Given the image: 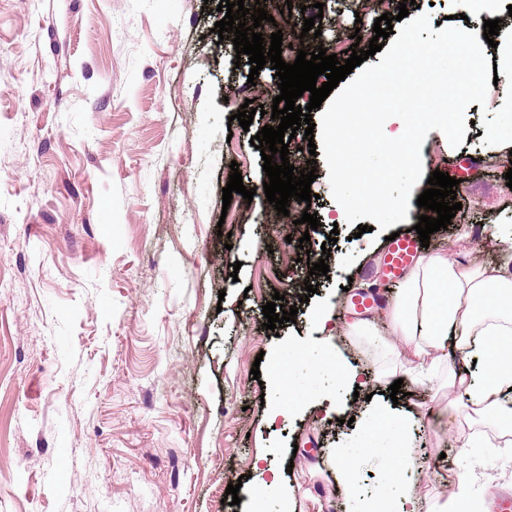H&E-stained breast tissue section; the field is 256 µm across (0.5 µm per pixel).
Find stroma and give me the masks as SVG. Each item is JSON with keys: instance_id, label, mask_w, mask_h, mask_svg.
<instances>
[{"instance_id": "obj_1", "label": "stroma", "mask_w": 512, "mask_h": 512, "mask_svg": "<svg viewBox=\"0 0 512 512\" xmlns=\"http://www.w3.org/2000/svg\"><path fill=\"white\" fill-rule=\"evenodd\" d=\"M219 2L0 0V512H247L259 469L280 475L268 512L287 494L292 512H358L379 494L399 508L383 450L357 453L354 497L333 475L337 449L360 446L405 348L385 310L368 317L373 335L356 336L358 317L342 306L349 283L378 282L385 236L332 225L338 204L321 159L311 185L320 225L305 248L282 246L250 143L265 118L246 129L230 120L245 100L265 103L271 73L251 77L213 33ZM382 2L324 0V45L368 49L352 36ZM503 101L493 87L486 104L469 105L459 148L436 130L422 145L450 177L474 163L429 254L455 258L462 226L472 232L465 262L499 256L512 188L507 152L484 145L482 119ZM235 169L252 200L223 202ZM334 229L329 273L312 275L304 257L321 255ZM277 293L298 313L271 331L262 309ZM325 309L336 318L329 350L371 394L354 401L351 426L338 421L335 377L309 373L296 352ZM275 359L290 368L297 404L272 422ZM400 384L422 500L475 473L473 503L489 512L512 490V458L457 447L451 427L434 428L447 388ZM231 484L233 506L223 501Z\"/></svg>"}]
</instances>
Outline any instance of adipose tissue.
I'll return each mask as SVG.
<instances>
[{"instance_id":"1","label":"adipose tissue","mask_w":512,"mask_h":512,"mask_svg":"<svg viewBox=\"0 0 512 512\" xmlns=\"http://www.w3.org/2000/svg\"><path fill=\"white\" fill-rule=\"evenodd\" d=\"M470 243L463 231L455 239L457 259L420 257L388 310L395 335L407 344L402 363L410 380L424 384L443 377L449 390L459 391L452 402L458 447L495 448L512 456V261L467 266L460 257ZM452 349L476 359L480 369L446 368ZM375 416L395 438L389 478L401 490L399 512H464L472 490L468 480L422 505L408 477L413 415L393 416L384 401Z\"/></svg>"}]
</instances>
